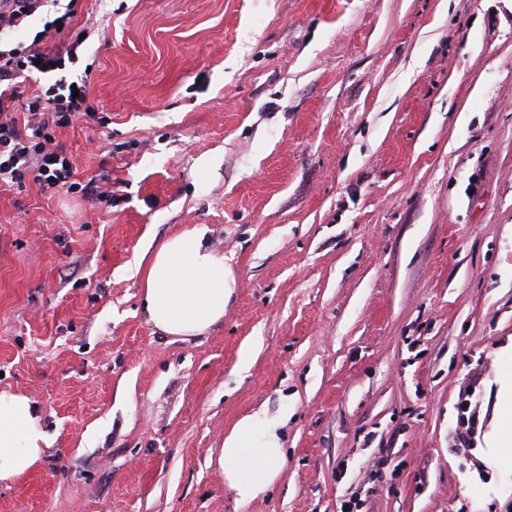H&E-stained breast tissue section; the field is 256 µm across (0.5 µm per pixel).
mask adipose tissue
Here are the masks:
<instances>
[{"label":"adipose tissue","mask_w":512,"mask_h":512,"mask_svg":"<svg viewBox=\"0 0 512 512\" xmlns=\"http://www.w3.org/2000/svg\"><path fill=\"white\" fill-rule=\"evenodd\" d=\"M202 224L183 228L153 251L144 274L143 304L149 322L168 336L207 333L224 318L233 294L224 256L209 245ZM42 416L27 396L0 391V482L29 474L50 441ZM283 419L257 411L241 417L218 450L217 467L237 502L268 493L285 462Z\"/></svg>","instance_id":"obj_1"}]
</instances>
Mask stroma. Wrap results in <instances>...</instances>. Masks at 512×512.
Here are the masks:
<instances>
[{
  "label": "stroma",
  "mask_w": 512,
  "mask_h": 512,
  "mask_svg": "<svg viewBox=\"0 0 512 512\" xmlns=\"http://www.w3.org/2000/svg\"><path fill=\"white\" fill-rule=\"evenodd\" d=\"M99 201L0 185V390L51 445L0 512H512V0H80ZM203 224L224 319L148 322L140 258ZM287 415L238 504L214 456ZM488 445L490 460L502 474L512 476V425L499 424L491 434Z\"/></svg>",
  "instance_id": "obj_1"
}]
</instances>
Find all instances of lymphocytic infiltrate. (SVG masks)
<instances>
[{
    "label": "lymphocytic infiltrate",
    "mask_w": 512,
    "mask_h": 512,
    "mask_svg": "<svg viewBox=\"0 0 512 512\" xmlns=\"http://www.w3.org/2000/svg\"><path fill=\"white\" fill-rule=\"evenodd\" d=\"M77 0H0V182L33 177L43 189L101 195L95 181L81 184L57 129L75 122L104 124L89 97V78L71 79L69 64L80 58L83 41L48 46L49 37L69 27ZM26 40H17L18 32ZM37 80L32 93L24 82Z\"/></svg>",
    "instance_id": "f902f5d3"
}]
</instances>
